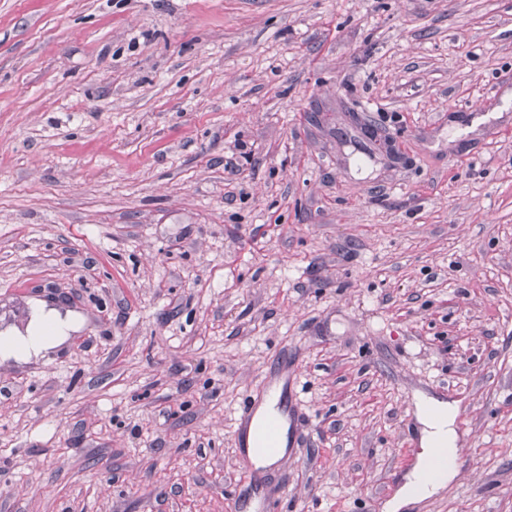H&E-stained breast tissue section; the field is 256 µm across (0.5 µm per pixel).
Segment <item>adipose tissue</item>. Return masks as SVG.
<instances>
[{
    "instance_id": "obj_1",
    "label": "adipose tissue",
    "mask_w": 512,
    "mask_h": 512,
    "mask_svg": "<svg viewBox=\"0 0 512 512\" xmlns=\"http://www.w3.org/2000/svg\"><path fill=\"white\" fill-rule=\"evenodd\" d=\"M79 322L72 313H61L56 308L36 302L25 330L6 329L0 335V357L27 361L48 349L64 343ZM456 412L452 404L438 400L428 402L418 414L421 450L402 485L386 504V512H404L406 507L436 495L455 476L452 467H444L427 475L434 455H453L457 447Z\"/></svg>"
}]
</instances>
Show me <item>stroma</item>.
I'll list each match as a JSON object with an SVG mask.
<instances>
[{
    "label": "stroma",
    "mask_w": 512,
    "mask_h": 512,
    "mask_svg": "<svg viewBox=\"0 0 512 512\" xmlns=\"http://www.w3.org/2000/svg\"><path fill=\"white\" fill-rule=\"evenodd\" d=\"M505 112L512 0H0V329L86 319L0 362V512H384L423 394L466 464L407 512H512ZM46 325L51 327V333L44 330ZM78 325V319L71 312L62 314L58 309L47 308L45 303L37 301L24 333L17 328H8L0 336V355L16 361L36 358L64 343L69 333L78 329ZM281 379V385L279 387H272L267 391V395L276 398L278 396V404L280 405L279 409L281 415L284 420V424H288V428L286 430V448H288L289 443V428L291 430V437L293 438V442L290 444V447H294L298 441L299 430L303 426L305 422V417L302 413H299L296 410V405L292 404V388L291 380H288L287 375H279ZM289 381V387H288ZM288 396L291 399V403L288 406ZM258 407L259 403L257 398L247 396L243 410L237 420V425L233 432L239 457L244 464L245 469L250 473L251 480L254 485L259 484L263 478L262 471L256 468L253 463L254 445L250 443V432ZM283 423L277 419L269 420L264 423L261 428L260 438L262 440L261 446L265 448H257L260 459L267 464H274L283 456V448L280 445L282 437ZM266 448L276 449V452L267 453Z\"/></svg>",
    "instance_id": "obj_1"
}]
</instances>
